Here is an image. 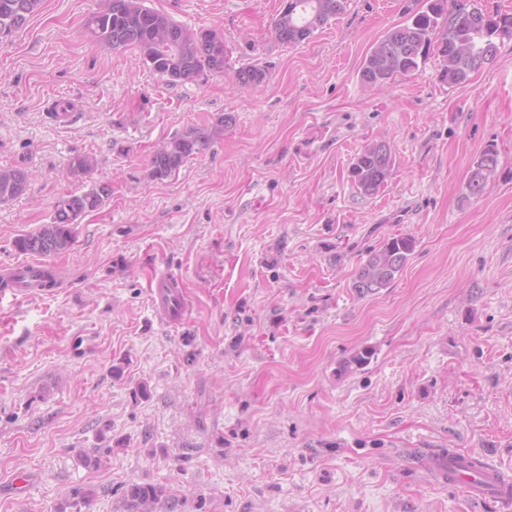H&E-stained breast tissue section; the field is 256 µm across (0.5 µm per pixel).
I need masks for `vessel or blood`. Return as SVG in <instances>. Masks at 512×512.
<instances>
[{"label": "vessel or blood", "mask_w": 512, "mask_h": 512, "mask_svg": "<svg viewBox=\"0 0 512 512\" xmlns=\"http://www.w3.org/2000/svg\"><path fill=\"white\" fill-rule=\"evenodd\" d=\"M56 271L55 264L36 259L2 264L0 299L8 297L16 300L35 294L52 293L53 287L48 277ZM151 302L167 324H180L187 315L188 301L181 282L170 273H156L151 286ZM440 475L463 488L472 498L512 499V475L490 465H475L472 455L449 451Z\"/></svg>", "instance_id": "vessel-or-blood-1"}]
</instances>
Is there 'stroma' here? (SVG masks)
<instances>
[{
    "label": "stroma",
    "instance_id": "obj_1",
    "mask_svg": "<svg viewBox=\"0 0 512 512\" xmlns=\"http://www.w3.org/2000/svg\"><path fill=\"white\" fill-rule=\"evenodd\" d=\"M409 3L348 0L292 46L272 32L283 0H146L224 35V73L174 85L89 34L102 0H44L0 44V168L32 174L0 205V263L59 196L112 187L53 256L60 287L0 302V512H57L77 485L96 490L81 512H126L132 483L179 501L154 512H512L435 475L452 448L512 471V41L466 83L433 53L369 90L363 59ZM250 65L261 86L236 83ZM221 113L209 149L149 178L157 146ZM378 141L392 175L365 196L350 166ZM490 148L497 174L469 195ZM79 152L97 168L66 177ZM398 235L404 269L357 296ZM163 268L191 303L176 327L149 300ZM103 429L117 446L85 466ZM498 166L497 153L494 149L485 150L471 167L467 189L473 196H480L486 190L490 179L495 175ZM414 247L415 242L411 237L390 238L379 249L368 253L355 273L352 288L359 296L388 288L407 263Z\"/></svg>",
    "mask_w": 512,
    "mask_h": 512
}]
</instances>
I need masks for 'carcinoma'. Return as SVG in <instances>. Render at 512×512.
<instances>
[{
    "label": "carcinoma",
    "instance_id": "carcinoma-1",
    "mask_svg": "<svg viewBox=\"0 0 512 512\" xmlns=\"http://www.w3.org/2000/svg\"><path fill=\"white\" fill-rule=\"evenodd\" d=\"M43 0H0V42L11 39L41 9ZM346 9V0H285L274 22L275 39L297 44L310 38L320 27ZM88 29L96 40L114 50L133 47L142 63L170 84L186 81L207 72L224 73V37L215 29L192 32L168 15L145 5V0H106L104 8L94 13ZM512 39V13L489 14L472 8L463 0H426L425 7L412 12L408 19L385 33L365 56L359 75L363 85L388 86L399 75L411 74L419 61L432 50L438 52L443 66L441 81L449 85L467 82L471 75L492 63L498 53L496 39ZM235 81L244 86H258L266 80L265 70L241 67ZM230 114L218 116L209 126H190L157 148L150 157L149 177L162 181L192 156L207 150L215 135L232 123ZM97 159L77 153L70 158L67 174L78 179L91 174ZM498 166L497 153L485 150L471 167L467 189L473 196L486 190ZM393 169L389 146L376 142L364 147L354 157L350 173L359 193L375 194L384 186ZM30 173L21 167L0 168V204H7L28 191ZM112 195L107 184L94 185L80 193L57 198L50 222L14 241L16 250L51 257L72 249L75 225L85 214L99 209ZM408 236H395L379 249L368 253L358 267L352 288L360 296L389 287L414 251ZM95 497L90 487L71 490V506L87 505ZM176 507L166 488L155 484H131L125 491L127 512H152L162 500Z\"/></svg>",
    "mask_w": 512,
    "mask_h": 512
}]
</instances>
